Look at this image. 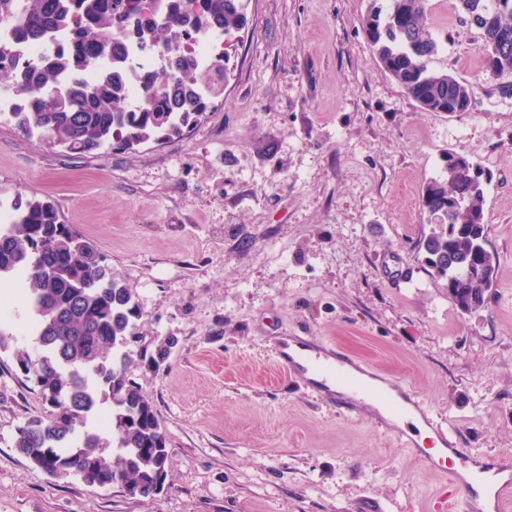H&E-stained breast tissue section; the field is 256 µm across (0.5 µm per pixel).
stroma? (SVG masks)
Masks as SVG:
<instances>
[{
	"instance_id": "stroma-1",
	"label": "stroma",
	"mask_w": 512,
	"mask_h": 512,
	"mask_svg": "<svg viewBox=\"0 0 512 512\" xmlns=\"http://www.w3.org/2000/svg\"><path fill=\"white\" fill-rule=\"evenodd\" d=\"M372 0H249L223 95L183 136L71 154L0 121V198L46 199L104 253L142 312L127 378L168 437L163 490L130 496L34 467L14 443L47 414L11 351L32 348L16 297L0 319V512H436L452 493L366 405L342 413L273 347L312 336L416 392L465 447L512 454V95L478 32L432 0L435 65L468 112L418 109L361 28ZM491 175L498 258L464 313L417 258L444 152Z\"/></svg>"
}]
</instances>
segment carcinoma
<instances>
[{"label":"carcinoma","mask_w":512,"mask_h":512,"mask_svg":"<svg viewBox=\"0 0 512 512\" xmlns=\"http://www.w3.org/2000/svg\"><path fill=\"white\" fill-rule=\"evenodd\" d=\"M372 6L362 31L380 69L423 112L468 98L471 84L432 67L440 43L427 24L431 0H387ZM462 19L480 34L486 71L512 78V0H455ZM243 0H0V26L13 43L65 41L17 70L4 63L0 86L15 103L0 116L28 136L75 154L106 145L135 149L180 136L196 126L228 74L227 55L203 66L185 46L218 33L224 41L245 28ZM154 58L139 69L131 50ZM94 70L92 82L81 75ZM138 82L134 103L128 89ZM469 171L444 164L421 195L431 231L421 242L431 273L448 281V296L463 312L485 306L496 258H484L486 187L467 191ZM13 223L0 225V281L20 287L31 303L37 352L13 353L26 379L51 407L17 429L15 447L58 477L90 470L135 495L166 478L167 436L152 403L125 375L123 348L134 336L140 308L104 254L45 199L17 198ZM111 403L110 431L89 421ZM112 452H107V449Z\"/></svg>","instance_id":"carcinoma-1"}]
</instances>
